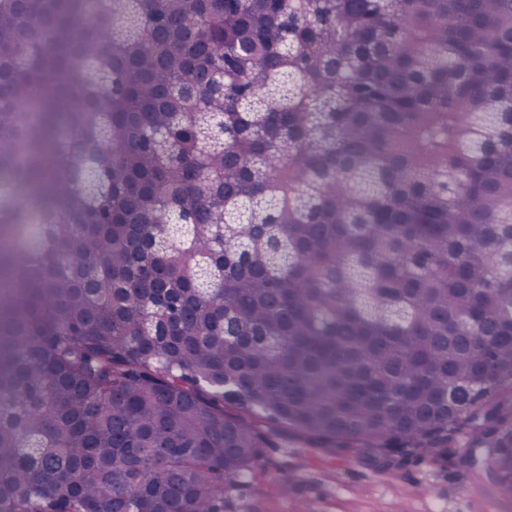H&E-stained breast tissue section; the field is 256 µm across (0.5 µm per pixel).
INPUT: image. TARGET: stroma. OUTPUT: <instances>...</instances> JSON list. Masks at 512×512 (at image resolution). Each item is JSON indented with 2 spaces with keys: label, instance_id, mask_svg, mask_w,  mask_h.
I'll return each instance as SVG.
<instances>
[{
  "label": "stroma",
  "instance_id": "1",
  "mask_svg": "<svg viewBox=\"0 0 512 512\" xmlns=\"http://www.w3.org/2000/svg\"><path fill=\"white\" fill-rule=\"evenodd\" d=\"M472 458L432 462L411 458L392 467L363 453L326 456L292 443L267 449L258 479L224 498V512H512L486 469L485 451ZM281 490L265 494V482Z\"/></svg>",
  "mask_w": 512,
  "mask_h": 512
}]
</instances>
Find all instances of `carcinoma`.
<instances>
[{"instance_id": "carcinoma-1", "label": "carcinoma", "mask_w": 512, "mask_h": 512, "mask_svg": "<svg viewBox=\"0 0 512 512\" xmlns=\"http://www.w3.org/2000/svg\"><path fill=\"white\" fill-rule=\"evenodd\" d=\"M86 2L0 6V512L290 439L512 496V0Z\"/></svg>"}]
</instances>
